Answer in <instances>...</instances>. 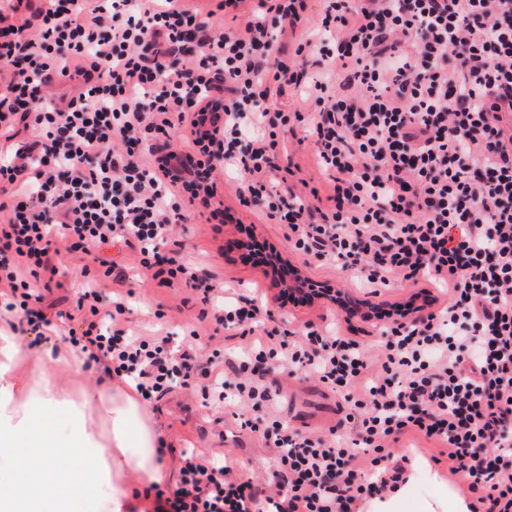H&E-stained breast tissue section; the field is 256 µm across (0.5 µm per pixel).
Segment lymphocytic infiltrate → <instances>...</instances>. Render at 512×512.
I'll return each mask as SVG.
<instances>
[{
	"instance_id": "f902f5d3",
	"label": "lymphocytic infiltrate",
	"mask_w": 512,
	"mask_h": 512,
	"mask_svg": "<svg viewBox=\"0 0 512 512\" xmlns=\"http://www.w3.org/2000/svg\"><path fill=\"white\" fill-rule=\"evenodd\" d=\"M256 0L244 27H216L244 0H43L0 6V305L35 342L66 333L143 401L174 386L246 410L243 427L276 452L275 494L223 459L186 453L175 486L151 484L157 512H360L406 479L412 437L446 448L470 512H512V0ZM299 30L295 47L274 29ZM64 94H50L54 82ZM311 101L288 112L285 89ZM310 143L327 193H282ZM241 174L240 202L278 224L292 248L363 288L426 282L447 295L425 311L376 312L379 354L331 328H272L263 299L181 255L185 201L211 218L217 179ZM123 243L158 286L182 284L243 340L239 376L204 334L128 330L125 296L102 247ZM80 255L90 281L73 309L40 304ZM314 375L344 416L329 436L290 428L265 382Z\"/></svg>"
}]
</instances>
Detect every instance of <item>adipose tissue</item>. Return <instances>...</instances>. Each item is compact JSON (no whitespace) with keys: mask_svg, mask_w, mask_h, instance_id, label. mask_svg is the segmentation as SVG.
Segmentation results:
<instances>
[{"mask_svg":"<svg viewBox=\"0 0 512 512\" xmlns=\"http://www.w3.org/2000/svg\"><path fill=\"white\" fill-rule=\"evenodd\" d=\"M25 359L18 338L0 333V482L17 466L33 475L0 495V512H73L78 503L95 512L100 497L109 512H151V500L123 485L130 473L147 484L168 477L149 405L133 389L104 384L70 396L53 375L65 354L32 377L20 369Z\"/></svg>","mask_w":512,"mask_h":512,"instance_id":"adipose-tissue-1","label":"adipose tissue"}]
</instances>
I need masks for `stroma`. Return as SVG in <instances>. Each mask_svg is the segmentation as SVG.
<instances>
[{
  "mask_svg": "<svg viewBox=\"0 0 512 512\" xmlns=\"http://www.w3.org/2000/svg\"><path fill=\"white\" fill-rule=\"evenodd\" d=\"M238 179V174L225 173L217 190L216 200L224 208L223 223L212 224L208 210L199 207L192 221L185 224L180 233L184 259L201 263L231 287L259 289L273 313L275 325L280 328L298 329L308 321L328 326L336 323L346 336L367 345L378 344L379 320L364 319L357 310L358 305L367 302L388 310L414 301L416 287L398 285L373 294L340 270L315 262L306 263L304 256L283 239L278 225L255 208L240 203L235 193ZM249 233L257 240L273 245L285 262L301 268L308 278L342 292L347 299L346 305H339L329 298H318L306 304L283 302L281 289L271 269L242 259L240 242ZM101 255L115 263L128 277L125 284L131 292L126 299L128 327L145 335L169 332L177 338L196 324L202 305L188 299L185 286L174 289L157 286L147 271L140 268L134 253L122 244L102 249ZM267 380L276 395L277 412L292 428L325 435L336 426L340 418L338 398L315 376L300 374L290 377L275 372L269 374ZM151 410L170 446L161 461L171 471H179L182 451L193 448L221 454L234 470L248 475L268 477L273 474V449L262 447L256 436L236 426L230 418L234 405H226L220 410L205 403L200 393L177 386L162 400L152 402ZM220 412L226 417L221 426L215 422ZM396 451L422 464L421 469L413 473V481L408 488L409 505L404 512H423V504L442 495L445 487L455 484V477L448 473L447 462L435 460L440 453L437 445L403 441L397 445Z\"/></svg>",
  "mask_w": 512,
  "mask_h": 512,
  "instance_id": "1",
  "label": "stroma"
}]
</instances>
